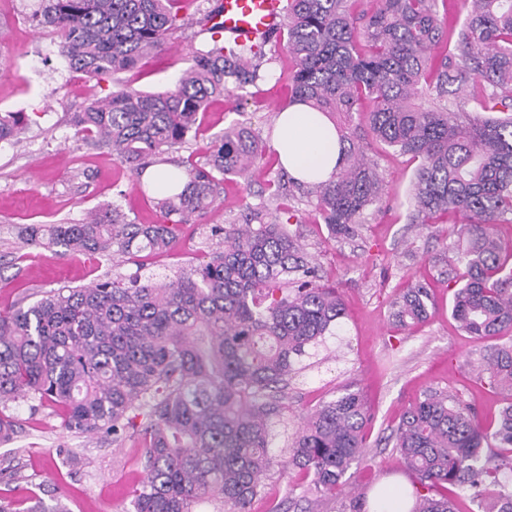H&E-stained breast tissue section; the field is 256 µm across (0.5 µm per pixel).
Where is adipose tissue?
Instances as JSON below:
<instances>
[{"label": "adipose tissue", "instance_id": "adipose-tissue-1", "mask_svg": "<svg viewBox=\"0 0 512 512\" xmlns=\"http://www.w3.org/2000/svg\"><path fill=\"white\" fill-rule=\"evenodd\" d=\"M272 146L288 173L304 182L330 179L340 150L333 124L305 105L278 115Z\"/></svg>", "mask_w": 512, "mask_h": 512}]
</instances>
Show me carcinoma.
<instances>
[{
	"mask_svg": "<svg viewBox=\"0 0 512 512\" xmlns=\"http://www.w3.org/2000/svg\"><path fill=\"white\" fill-rule=\"evenodd\" d=\"M194 0H41L35 16L51 29L68 67L101 78L130 71L166 45ZM357 0H288L280 34L295 59L292 101L333 120L341 149L336 173L308 184L312 216L335 240L355 236L366 210L383 195L368 143L359 131L419 161L411 191L413 224H438L453 213L452 262L462 264L451 314L478 339L512 333V242L494 226L512 223V0H468L458 27L443 25L438 0H380L356 14ZM196 20L211 42L191 49V65L158 92L121 88L74 113L76 135L112 152L133 172L167 161L196 129L212 98L257 78L248 58L256 43L224 42ZM25 129L21 114L0 113V144ZM202 165L186 159L153 191L159 221L137 224L120 206L78 224L30 226V244L88 257L126 256L172 247L182 224H202L224 179L248 184L259 139L236 122L211 138ZM263 202L210 228L207 259L174 278L141 274L90 286H62L32 305L0 311V444L18 421L8 403L27 398L58 408L76 434L128 432L141 438L145 478L130 491V512H249L281 462L279 435L288 386L313 366L319 347L339 335L345 307L318 282L288 224ZM400 327L430 317L429 288L416 284L394 303ZM512 393V343L493 348L479 379ZM370 420L362 391L345 386L321 402L288 444L300 500L336 495L359 460ZM512 448V404L490 433L474 410L431 391L411 404L394 431V448L412 475L409 512H455L439 486L462 487L512 512V457L483 452L489 440ZM44 486L26 481L0 512H67L46 503ZM379 507L401 512L405 491L381 486Z\"/></svg>",
	"mask_w": 512,
	"mask_h": 512,
	"instance_id": "cac0c4a2",
	"label": "carcinoma"
}]
</instances>
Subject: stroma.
I'll use <instances>...</instances> for the list:
<instances>
[{
  "mask_svg": "<svg viewBox=\"0 0 512 512\" xmlns=\"http://www.w3.org/2000/svg\"><path fill=\"white\" fill-rule=\"evenodd\" d=\"M39 4L0 0V112H22L28 118L19 142L0 146V310L28 306L63 284L88 286L134 272L133 264L118 258L61 255L28 244L20 230L32 224H76L115 201L129 220H153L152 203L133 188L136 174L107 149L79 140L70 119L90 99L106 97L121 84L144 92L173 85L190 65V47L207 38L198 26H182L162 51L137 69L98 80L68 68L49 29L33 18ZM262 52L255 83L215 99L186 150L194 160H203L211 137L244 121L264 145L258 165L265 179L276 180L283 169L270 135L290 99L294 61L279 39ZM369 155L385 191L352 238L331 239L325 225L312 223L309 198L295 186L285 188L295 212L290 230L312 257L322 283L336 287L346 316L339 335L328 339L320 363L293 381L286 434L277 438L276 452L287 458L288 434L344 385L354 384L364 393L371 414L366 446L346 475L347 488L322 503L323 512H345L348 489L365 498L388 480H410L388 437L404 410L426 391L457 395L489 429L496 427L501 409L512 403V394L477 378L488 341L464 334L451 316L456 286L448 275V249L456 239V217L429 227L410 223L416 161L374 141ZM262 200L276 210L278 203L266 199L262 182L247 189L239 179L228 178L207 223H224L245 202ZM208 251L202 226L186 224L169 253L144 257L143 262L154 273L171 277ZM416 280L431 287L433 314L424 323L396 327L391 303ZM9 412L21 429L11 443L0 445V496L12 494L16 486L15 477L2 472L9 466L18 475L46 484L71 512H128L129 492L144 478L137 465V437L115 442L102 434L69 432L60 424L57 407L34 406L26 399L11 403ZM59 448L72 449V456H56Z\"/></svg>",
  "mask_w": 512,
  "mask_h": 512,
  "instance_id": "stroma-1",
  "label": "stroma"
}]
</instances>
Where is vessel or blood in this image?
<instances>
[{"label":"vessel or blood","mask_w":512,"mask_h":512,"mask_svg":"<svg viewBox=\"0 0 512 512\" xmlns=\"http://www.w3.org/2000/svg\"><path fill=\"white\" fill-rule=\"evenodd\" d=\"M287 0H224L214 23L223 25L226 38L255 42L279 31L286 18Z\"/></svg>","instance_id":"vessel-or-blood-1"}]
</instances>
